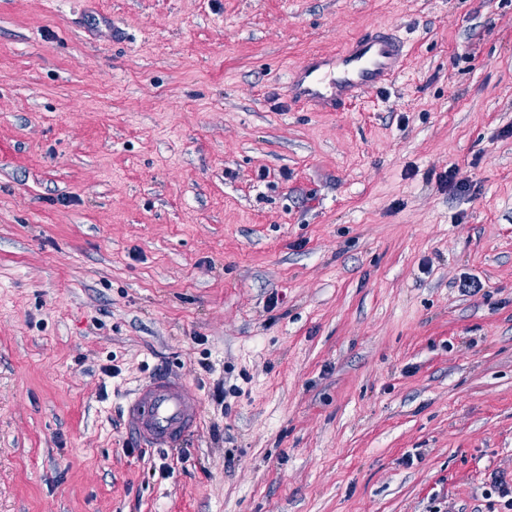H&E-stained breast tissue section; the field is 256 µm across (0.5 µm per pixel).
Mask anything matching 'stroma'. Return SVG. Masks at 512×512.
Returning a JSON list of instances; mask_svg holds the SVG:
<instances>
[{
    "label": "stroma",
    "mask_w": 512,
    "mask_h": 512,
    "mask_svg": "<svg viewBox=\"0 0 512 512\" xmlns=\"http://www.w3.org/2000/svg\"><path fill=\"white\" fill-rule=\"evenodd\" d=\"M377 25L391 84L290 106ZM157 375L201 405L175 448L127 434ZM503 481L512 0H0V512H512Z\"/></svg>",
    "instance_id": "35a3bbf8"
}]
</instances>
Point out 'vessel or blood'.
<instances>
[{"instance_id": "1", "label": "vessel or blood", "mask_w": 512, "mask_h": 512, "mask_svg": "<svg viewBox=\"0 0 512 512\" xmlns=\"http://www.w3.org/2000/svg\"><path fill=\"white\" fill-rule=\"evenodd\" d=\"M406 41L385 26L360 34L334 52L314 54L286 77L290 104L313 112H344L365 90L390 82L405 66ZM129 433L139 446L173 448L198 425L199 403L184 382L171 376L151 378L128 401Z\"/></svg>"}]
</instances>
